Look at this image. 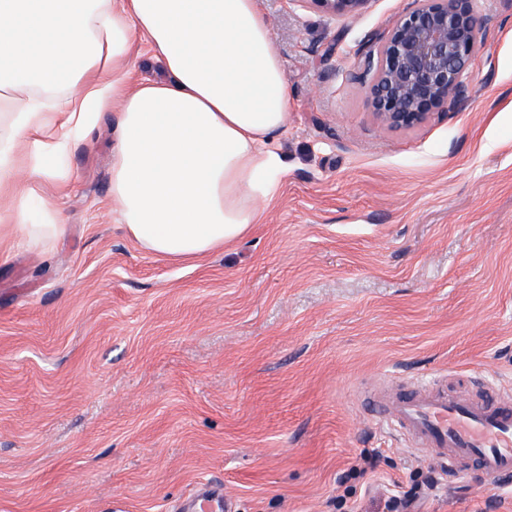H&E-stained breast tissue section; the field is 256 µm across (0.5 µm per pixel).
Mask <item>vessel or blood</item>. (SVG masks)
<instances>
[{
	"instance_id": "vessel-or-blood-1",
	"label": "vessel or blood",
	"mask_w": 512,
	"mask_h": 512,
	"mask_svg": "<svg viewBox=\"0 0 512 512\" xmlns=\"http://www.w3.org/2000/svg\"><path fill=\"white\" fill-rule=\"evenodd\" d=\"M372 412L414 450L447 463L449 473L476 468L489 476L512 477L511 400L478 399L420 385L409 394H384ZM229 501L223 489L203 487L185 512H229Z\"/></svg>"
}]
</instances>
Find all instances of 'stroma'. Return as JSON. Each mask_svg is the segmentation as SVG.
<instances>
[{
    "label": "stroma",
    "instance_id": "35a3bbf8",
    "mask_svg": "<svg viewBox=\"0 0 512 512\" xmlns=\"http://www.w3.org/2000/svg\"><path fill=\"white\" fill-rule=\"evenodd\" d=\"M416 0L333 16L258 0L289 95L288 172L264 221L201 259L130 238L112 208L116 117L61 164L32 223L0 226V512H385L434 468L363 410L374 383L512 397V0H479L470 101L391 130L357 52ZM377 452L375 471L358 469ZM420 512H512L466 471ZM230 496L224 488L202 487L197 495L189 499L190 504L182 508L185 512H230L228 509Z\"/></svg>",
    "mask_w": 512,
    "mask_h": 512
}]
</instances>
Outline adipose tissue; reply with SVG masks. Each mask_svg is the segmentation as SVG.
<instances>
[{"label": "adipose tissue", "instance_id": "ef3b65f1", "mask_svg": "<svg viewBox=\"0 0 512 512\" xmlns=\"http://www.w3.org/2000/svg\"><path fill=\"white\" fill-rule=\"evenodd\" d=\"M139 39L166 79L132 82ZM4 93L0 222L35 242L62 231L54 215L29 221L38 179L112 102V204L147 251L199 258L237 241L288 170L285 69L256 0H0Z\"/></svg>", "mask_w": 512, "mask_h": 512}]
</instances>
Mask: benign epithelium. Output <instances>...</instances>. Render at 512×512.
<instances>
[{
    "instance_id": "1",
    "label": "benign epithelium",
    "mask_w": 512,
    "mask_h": 512,
    "mask_svg": "<svg viewBox=\"0 0 512 512\" xmlns=\"http://www.w3.org/2000/svg\"><path fill=\"white\" fill-rule=\"evenodd\" d=\"M335 15H356L369 0H311ZM477 0H418L363 53L372 106L389 128L409 129L449 104L468 100L467 77L481 47Z\"/></svg>"
}]
</instances>
